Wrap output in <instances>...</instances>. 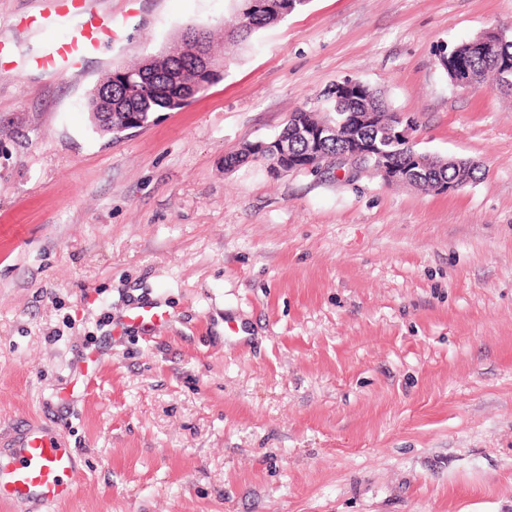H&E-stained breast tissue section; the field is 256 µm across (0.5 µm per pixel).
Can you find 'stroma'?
<instances>
[{
    "label": "stroma",
    "mask_w": 512,
    "mask_h": 512,
    "mask_svg": "<svg viewBox=\"0 0 512 512\" xmlns=\"http://www.w3.org/2000/svg\"><path fill=\"white\" fill-rule=\"evenodd\" d=\"M47 6L0 0V432L68 439L55 512H512V98L440 62L512 0H307L240 45L235 0H97L113 38L61 76L24 64L70 33L23 32ZM190 27L223 79L96 132L91 87ZM345 78L477 180L225 169ZM161 305L155 303L131 309L122 322L123 330H136L144 336H151L157 320L163 317Z\"/></svg>",
    "instance_id": "1"
}]
</instances>
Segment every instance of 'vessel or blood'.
<instances>
[{"label": "vessel or blood", "instance_id": "b4317fda", "mask_svg": "<svg viewBox=\"0 0 512 512\" xmlns=\"http://www.w3.org/2000/svg\"><path fill=\"white\" fill-rule=\"evenodd\" d=\"M42 15L45 25L72 27L71 38L56 42L29 66L41 71L65 75L78 69L82 59L96 52L112 30L97 14L95 0H49ZM163 316L159 304L131 309L123 329L149 336ZM79 474L78 463L63 435L40 424L30 423L13 432L5 448L0 449V502L24 507L25 512H52L70 499Z\"/></svg>", "mask_w": 512, "mask_h": 512}]
</instances>
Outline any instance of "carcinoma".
<instances>
[{"mask_svg":"<svg viewBox=\"0 0 512 512\" xmlns=\"http://www.w3.org/2000/svg\"><path fill=\"white\" fill-rule=\"evenodd\" d=\"M236 20L232 27L224 28V39L242 43L254 33L279 22L288 16L282 11L284 0H260L262 6L250 11L249 21L241 18V11L251 0H236ZM199 37L203 41L204 53L209 55L211 33L205 29L188 28L184 31L180 43L172 44L151 64H140L124 68V74L112 77V120L100 122L99 86H94L87 95L86 108L92 126L103 135L117 139L129 128V122L137 121L134 128H142L151 122L156 112H168L182 109L187 104L189 91L186 87L168 79L164 71L169 69H190L199 74L202 83H216V76L205 71L203 65L195 64L193 57L184 52L187 37ZM466 63L475 70L481 85L499 89L498 60L491 57L473 55ZM331 107L323 114L305 107L295 108L283 129L274 136L277 141H286L290 147L291 159L303 163L306 151L305 122H341L353 115L362 120L346 126L345 134L360 142L376 144L386 152L389 164L400 175L403 182L416 185L426 191H441V185L453 181L460 173L469 181L477 179L478 167L474 164L461 166L450 160L448 163H418L413 152L403 143L393 141L387 134L388 126L395 121L397 114L391 110L382 97L359 82H347V87L331 89L327 93Z\"/></svg>","mask_w":512,"mask_h":512,"instance_id":"obj_1","label":"carcinoma"}]
</instances>
